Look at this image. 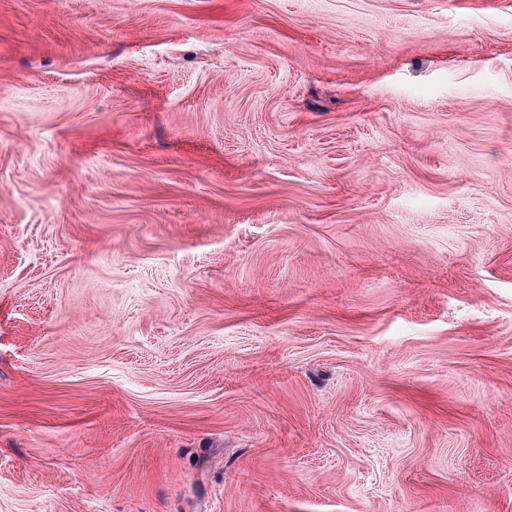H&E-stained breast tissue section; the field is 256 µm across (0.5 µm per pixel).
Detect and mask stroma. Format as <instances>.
Segmentation results:
<instances>
[{
  "label": "stroma",
  "instance_id": "obj_1",
  "mask_svg": "<svg viewBox=\"0 0 512 512\" xmlns=\"http://www.w3.org/2000/svg\"><path fill=\"white\" fill-rule=\"evenodd\" d=\"M0 512H512V0H0Z\"/></svg>",
  "mask_w": 512,
  "mask_h": 512
}]
</instances>
